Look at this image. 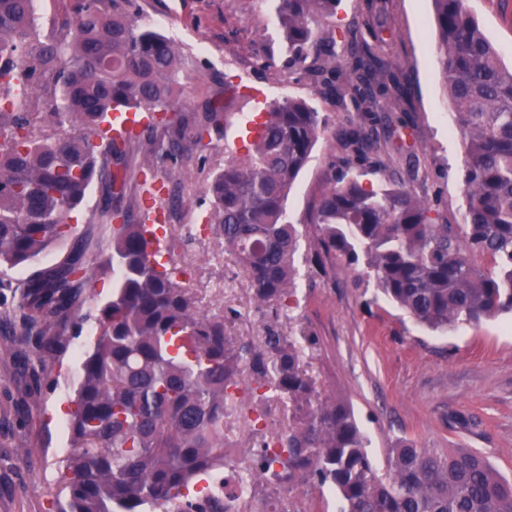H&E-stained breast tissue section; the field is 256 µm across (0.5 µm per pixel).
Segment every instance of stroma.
<instances>
[{
	"instance_id": "35a3bbf8",
	"label": "stroma",
	"mask_w": 512,
	"mask_h": 512,
	"mask_svg": "<svg viewBox=\"0 0 512 512\" xmlns=\"http://www.w3.org/2000/svg\"><path fill=\"white\" fill-rule=\"evenodd\" d=\"M141 17L162 21L186 61L184 111L208 98H223L225 83L241 98L228 109L248 112L245 93L267 99L304 98L322 112L329 128L347 125L355 104L338 109L306 78L289 67L288 47L276 25V0H137ZM384 7L389 37L381 43L400 81L409 90L402 114L405 135L394 145L393 165L406 172L417 153L425 181L443 221L459 223L465 201L458 175L461 139L448 112L446 92L434 60L436 24L432 0H339L330 23L352 27L369 38L370 5ZM504 63H512V0H469ZM266 68H259V61ZM224 141L193 150L192 160L168 161L161 174L175 200L165 210L168 237L177 239L178 267L205 311L224 314L227 334L260 344L269 323L282 335L315 339L307 370L323 395L347 401L369 440L378 474H386L389 448L407 441L421 448L480 451L512 480V317L448 332L429 330L385 301L374 283L337 271L319 277L313 265L314 228L308 213L318 203L345 152L324 137L315 146L287 201V214L300 230L295 265L296 296L289 309L258 311L245 269L225 253L221 232L195 235L192 226L210 206L209 175L223 167ZM94 341L88 332L73 337L52 363L38 392H29L13 369L15 347L0 335V512H45L56 491L59 467L71 453L66 419L73 409L81 354Z\"/></svg>"
}]
</instances>
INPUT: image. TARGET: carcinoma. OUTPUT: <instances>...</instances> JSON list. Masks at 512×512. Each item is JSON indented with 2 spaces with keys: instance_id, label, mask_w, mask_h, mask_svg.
<instances>
[{
  "instance_id": "carcinoma-1",
  "label": "carcinoma",
  "mask_w": 512,
  "mask_h": 512,
  "mask_svg": "<svg viewBox=\"0 0 512 512\" xmlns=\"http://www.w3.org/2000/svg\"><path fill=\"white\" fill-rule=\"evenodd\" d=\"M131 0H76L74 18L45 35L34 0H0V265L13 268L72 241L62 259L6 281L0 325L18 337L31 391L46 360L84 319L98 271L116 275L96 308L97 333L82 357L69 420L75 451L63 461L49 512H224L209 484L224 468V416L256 413L251 447L257 482L274 494L292 480L338 495L336 512H512V482L480 452L410 443L390 449L376 474L352 407L323 396L302 361L303 344L267 327L261 344L224 331V313L201 311L195 292L160 263L157 239L131 186L168 158H189L204 138H223L231 113L219 100L177 112L184 65L177 45L139 24ZM337 0H280L288 64L306 67L336 104L368 103L334 138L349 167L332 176L308 217L314 262L373 281L390 302L433 330L512 315V66L486 37L468 0H432L436 63L459 132L466 207L442 224L426 190L391 167L406 124V95L389 93L391 67L350 31L320 35ZM383 97L381 111L373 110ZM117 108L152 116L141 129L108 135ZM244 152L232 151L207 185L224 251L249 270L260 307L295 294L298 231L286 202L327 130L306 100H272ZM367 175L379 176L369 183ZM88 217L107 237L79 233L71 215L93 189ZM288 400L278 432L260 426L264 407Z\"/></svg>"
}]
</instances>
